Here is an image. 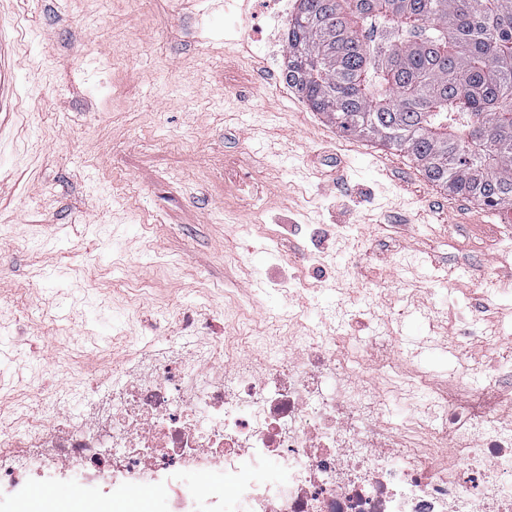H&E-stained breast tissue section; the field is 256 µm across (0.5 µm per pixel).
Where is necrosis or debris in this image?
I'll return each instance as SVG.
<instances>
[{"mask_svg": "<svg viewBox=\"0 0 512 512\" xmlns=\"http://www.w3.org/2000/svg\"><path fill=\"white\" fill-rule=\"evenodd\" d=\"M457 362L429 381L397 356L396 336L349 358V337H292L264 369L224 365V339L186 358L175 348L137 357L123 380L87 378L76 413L20 404L0 432V485L59 479L128 497L165 490L162 512H512V418L476 408L512 404V344L457 311ZM494 349L470 356L472 345ZM220 468V487L183 486Z\"/></svg>", "mask_w": 512, "mask_h": 512, "instance_id": "obj_1", "label": "necrosis or debris"}]
</instances>
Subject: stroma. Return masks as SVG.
Here are the masks:
<instances>
[{
    "label": "stroma",
    "mask_w": 512,
    "mask_h": 512,
    "mask_svg": "<svg viewBox=\"0 0 512 512\" xmlns=\"http://www.w3.org/2000/svg\"><path fill=\"white\" fill-rule=\"evenodd\" d=\"M297 0H7L0 45V372L14 402L129 369L156 325L320 331L378 289L398 350L446 375L443 294L512 282V227L404 153L341 133L285 82ZM320 224L343 238H312ZM107 348L91 351L89 338Z\"/></svg>",
    "instance_id": "1"
}]
</instances>
